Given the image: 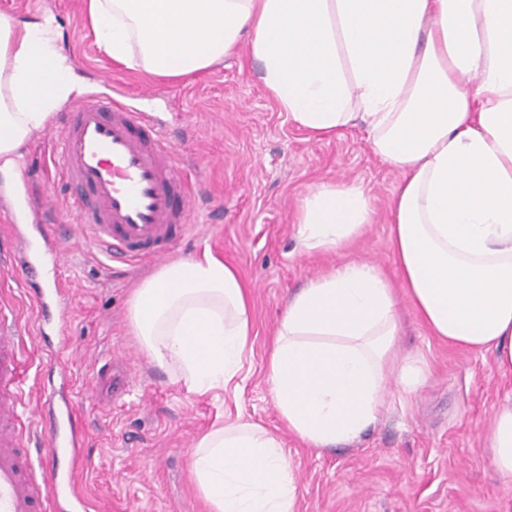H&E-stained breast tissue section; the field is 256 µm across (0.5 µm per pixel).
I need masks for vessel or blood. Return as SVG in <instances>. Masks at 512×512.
I'll use <instances>...</instances> for the list:
<instances>
[{"instance_id":"vessel-or-blood-1","label":"vessel or blood","mask_w":512,"mask_h":512,"mask_svg":"<svg viewBox=\"0 0 512 512\" xmlns=\"http://www.w3.org/2000/svg\"><path fill=\"white\" fill-rule=\"evenodd\" d=\"M62 148L57 167L78 216L77 230L106 261L133 263L167 257L198 204L199 189L183 165V152L151 117L113 101L87 96L73 102L53 128ZM27 206L35 224L16 240L27 278L46 268L57 275L35 299V336L56 354L66 342L63 326L47 332L48 308L64 305L63 253L46 227L55 213L37 196ZM25 338L16 323L0 321V512H90L77 483L83 466L82 431L76 423L72 376L26 404L19 369ZM49 431L48 453L65 459L64 471L45 474L31 458L34 432Z\"/></svg>"}]
</instances>
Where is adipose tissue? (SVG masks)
Listing matches in <instances>:
<instances>
[{
    "label": "adipose tissue",
    "instance_id": "adipose-tissue-1",
    "mask_svg": "<svg viewBox=\"0 0 512 512\" xmlns=\"http://www.w3.org/2000/svg\"><path fill=\"white\" fill-rule=\"evenodd\" d=\"M99 50L176 80L249 46L267 92L316 137L363 126L396 171L391 234L400 283L348 262L288 303L267 380L291 433L316 448L360 437L399 380L423 369L397 355L398 298L435 336L488 351L512 370V0H85ZM49 22L0 14V158L46 130L78 92ZM361 187L321 184L303 199L307 252L344 246L371 222ZM251 289L203 253L162 265L130 299V327L160 369L203 395L238 376L251 346ZM489 461L512 479V404L486 432ZM210 512H296L280 437L239 418L192 454Z\"/></svg>",
    "mask_w": 512,
    "mask_h": 512
}]
</instances>
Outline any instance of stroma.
I'll use <instances>...</instances> for the list:
<instances>
[{
    "instance_id": "35a3bbf8",
    "label": "stroma",
    "mask_w": 512,
    "mask_h": 512,
    "mask_svg": "<svg viewBox=\"0 0 512 512\" xmlns=\"http://www.w3.org/2000/svg\"><path fill=\"white\" fill-rule=\"evenodd\" d=\"M17 22L49 14L62 33V53L76 58L82 92L149 113L180 141L189 178L207 200L173 257L211 253L232 264L251 287L252 344L237 386L197 395L172 383L141 351L129 326L133 288L155 265L140 263L108 276L88 241L73 232L75 215L60 186L43 180L50 136L37 134L15 158L0 162V198L23 208L33 176L54 205L57 238L68 256L67 347L54 357L33 342L23 349L32 395L42 378L70 369L90 377L93 357L119 362L130 391L113 398L111 383L77 390L88 427L80 474L92 512H209L191 473V452L207 431L236 416L277 433L294 469L296 512H512V481L486 452V427L512 398V372L495 371L492 353L448 345L400 299L398 352L422 359L427 379L416 392L390 382L385 408L358 439L333 448L297 440L282 420L267 382V356L284 309L309 279L347 261L380 265L399 281L390 239V204L400 176L371 151L361 128L316 138L292 124L264 89L245 52L177 81L126 68L101 53L88 35L82 0H0ZM323 183L360 185L372 222L334 253L297 247L300 201ZM21 325L34 321L25 276L0 264V306Z\"/></svg>"
}]
</instances>
